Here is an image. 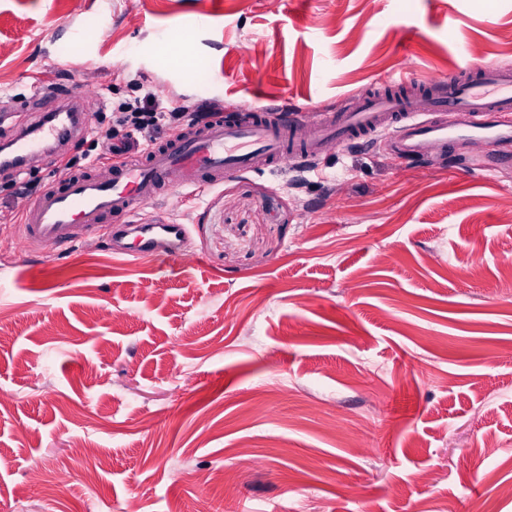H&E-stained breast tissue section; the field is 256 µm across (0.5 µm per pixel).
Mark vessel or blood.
Returning a JSON list of instances; mask_svg holds the SVG:
<instances>
[{
    "mask_svg": "<svg viewBox=\"0 0 512 512\" xmlns=\"http://www.w3.org/2000/svg\"><path fill=\"white\" fill-rule=\"evenodd\" d=\"M46 95L43 110L52 120L10 141L6 168L12 174L24 172L30 152L70 143L88 127L84 90L57 88ZM375 138L400 162L460 142L481 147L493 141L499 151L481 149L465 159V167L511 169L512 68L466 66L431 80L403 74L376 91L345 97L334 110L254 108L237 122L215 116L209 124L186 127L176 140L129 150L111 171L89 168L52 182L25 208L23 238L31 247L71 246L98 225L111 224L123 254L180 261L186 226L137 223L142 207L172 192L200 191L291 159L313 161L330 147Z\"/></svg>",
    "mask_w": 512,
    "mask_h": 512,
    "instance_id": "vessel-or-blood-1",
    "label": "vessel or blood"
}]
</instances>
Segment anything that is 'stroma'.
Wrapping results in <instances>:
<instances>
[{"label":"stroma","mask_w":512,"mask_h":512,"mask_svg":"<svg viewBox=\"0 0 512 512\" xmlns=\"http://www.w3.org/2000/svg\"><path fill=\"white\" fill-rule=\"evenodd\" d=\"M468 61L512 65V0H0V140L50 85L91 113L140 85L229 117ZM52 160L26 197L0 177V512H472L512 482V172L380 142L229 176L140 210L186 225L180 264L114 253L108 224L26 247Z\"/></svg>","instance_id":"obj_1"}]
</instances>
